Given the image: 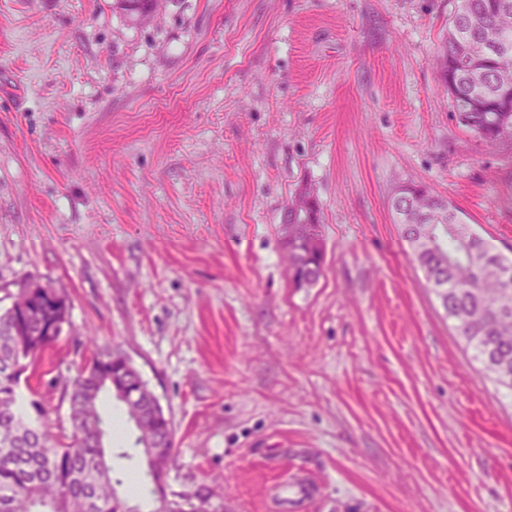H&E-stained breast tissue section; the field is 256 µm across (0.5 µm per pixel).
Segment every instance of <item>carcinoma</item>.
<instances>
[{
    "instance_id": "carcinoma-1",
    "label": "carcinoma",
    "mask_w": 512,
    "mask_h": 512,
    "mask_svg": "<svg viewBox=\"0 0 512 512\" xmlns=\"http://www.w3.org/2000/svg\"><path fill=\"white\" fill-rule=\"evenodd\" d=\"M159 2L119 0V5L145 20ZM438 75L462 126L486 143L512 140V0H457L440 50ZM296 196L310 197L305 207L291 201L286 212V222L297 225L286 248L291 266L301 273L322 256L320 217L311 191ZM438 204L447 206V223L456 225V233L426 242L404 228L402 237L429 275L441 273L444 254L460 257L447 275L445 315L474 360L498 387L512 393V260L493 252L444 196L425 185L401 187L391 208L397 223L421 224L422 212ZM494 261L509 269V277L490 266ZM26 311L64 323L68 297L58 288H47L30 297L18 294L0 311V512H139L118 494L122 480L114 477L98 435L104 423L99 411L101 377L79 373L64 384L72 427L67 444L51 442L37 403H32L36 419L22 407L20 386L30 385L38 360L58 341L47 336L43 342L25 344L26 336L43 335L28 325Z\"/></svg>"
}]
</instances>
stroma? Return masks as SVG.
I'll return each instance as SVG.
<instances>
[{
	"label": "stroma",
	"mask_w": 512,
	"mask_h": 512,
	"mask_svg": "<svg viewBox=\"0 0 512 512\" xmlns=\"http://www.w3.org/2000/svg\"><path fill=\"white\" fill-rule=\"evenodd\" d=\"M456 0H0V305L68 295L23 401L120 349L174 430L167 489L224 512H512V396L481 371L390 199L441 193L512 258V142L459 126L437 78ZM310 188L323 272L283 216ZM150 512L136 430L100 403ZM160 0H119L121 9L136 19H149L157 11Z\"/></svg>",
	"instance_id": "35a3bbf8"
}]
</instances>
